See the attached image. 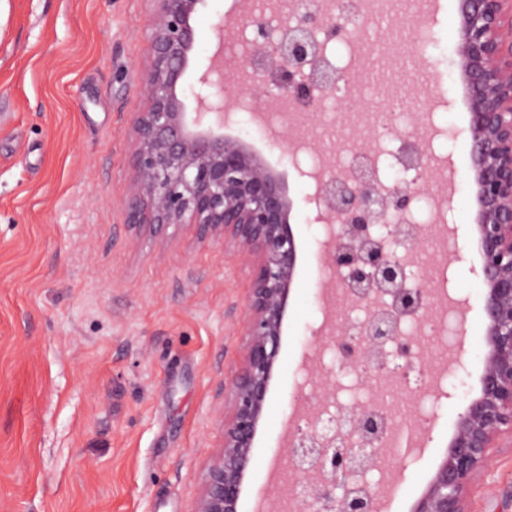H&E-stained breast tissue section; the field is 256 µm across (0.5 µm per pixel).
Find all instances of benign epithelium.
Here are the masks:
<instances>
[{"mask_svg":"<svg viewBox=\"0 0 512 512\" xmlns=\"http://www.w3.org/2000/svg\"><path fill=\"white\" fill-rule=\"evenodd\" d=\"M148 36L149 64L143 77V105L133 113L132 193L127 224L138 234L164 236L171 226L194 224L198 239L222 237L251 267L247 342L240 366L224 378V441L208 465L195 512H242V487L280 352L284 320L294 284L298 251L291 217L294 200L282 174L242 138L224 134V74L214 62L198 78L197 108L187 110L182 80L198 40L194 19L204 0H155ZM456 51L469 98L470 165L476 201L474 224L481 256V303L485 316L483 373L479 394L458 415L444 456L410 512H468L480 475L493 450L512 438V0H458ZM256 35L246 67L256 82L271 80L294 102L310 100L313 86L296 75L313 66L315 81L331 88L351 76L321 65L310 39L351 35L344 13L316 0L300 4L293 26L281 39L270 37L265 13L245 16ZM407 168L415 177L389 188L371 169L352 178L333 174L319 183L312 201L326 224V257L341 270L337 288L371 312L359 333L324 321L313 347L333 348L340 363L357 375L422 371L427 361L418 336L400 330L398 316L428 314L434 290L425 280L403 287L412 254L387 251L370 236L376 224L395 215L393 236L420 232L410 216L427 173L423 133L404 142ZM321 387L310 422L288 439L287 461L296 475L291 512H376L383 481L366 475L381 469L388 451V421L373 407L354 404L339 416L346 426L327 437L317 423L322 406L336 398V386L321 366L312 370Z\"/></svg>","mask_w":512,"mask_h":512,"instance_id":"obj_1","label":"benign epithelium"}]
</instances>
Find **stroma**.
Returning <instances> with one entry per match:
<instances>
[{
	"label": "stroma",
	"instance_id": "obj_1",
	"mask_svg": "<svg viewBox=\"0 0 512 512\" xmlns=\"http://www.w3.org/2000/svg\"><path fill=\"white\" fill-rule=\"evenodd\" d=\"M255 0H207L196 18L193 85L216 48L236 60L239 34L220 18ZM150 0H0V512H194L224 433L225 374L239 360L249 267L220 238L201 243L195 225L166 240L135 236L125 223L131 142L142 99ZM457 0H397L360 45L364 82L381 103L415 97L398 125L427 113L435 166L414 214L441 213L444 236L423 238L416 270L442 303L447 336L422 339L440 386L426 447L407 436L419 404L393 384L377 403L402 418L387 465L397 492L383 512H408L442 460L457 421L478 395L485 318L473 223L469 107L456 75ZM227 135L243 138L283 172L295 201L299 260L277 369L246 474L243 512L266 506L286 481L289 422L301 411L309 337L324 318L333 280L323 224L304 172L335 166L380 130L356 100L330 128L315 125L297 155L252 121V99L279 98L273 83L234 89ZM464 327V340L455 330ZM471 512H512V442L502 441L481 477Z\"/></svg>",
	"mask_w": 512,
	"mask_h": 512
}]
</instances>
